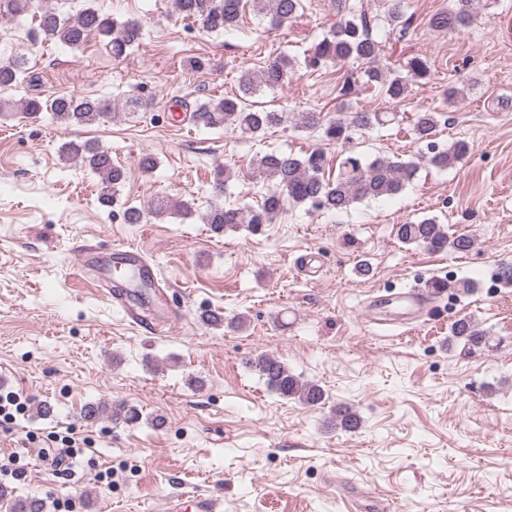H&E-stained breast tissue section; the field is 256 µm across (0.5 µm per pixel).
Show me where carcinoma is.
<instances>
[{
  "mask_svg": "<svg viewBox=\"0 0 512 512\" xmlns=\"http://www.w3.org/2000/svg\"><path fill=\"white\" fill-rule=\"evenodd\" d=\"M387 22L391 30L405 37L410 27L406 16L405 0H388ZM336 22L308 50L305 62L314 68L327 67L348 60L365 65V84L374 87L391 101L407 96L410 82L425 83L431 77L428 60L411 57L406 62L407 76L403 77L380 63L381 42L370 29L365 13L359 11L352 0H332ZM175 12L201 24L204 31L222 34L235 29L243 14L251 11L275 26L281 27L296 18L301 0H174ZM474 0H451L448 9L435 13L429 25L436 30L456 31L468 26L473 18ZM37 19L29 31L34 42H57L71 49L80 50L93 40L116 60L123 59L138 46L143 38L142 25L134 20L119 21L104 14L92 4L85 5L74 14H65L44 6L39 0H0V15L20 20L27 15ZM297 62L288 55H279L268 61L255 73L243 72L239 79L241 95L234 98H210L193 105L192 120L207 129L238 131L254 137L283 122V113L258 110L248 103V97L260 90L282 86L294 71ZM29 72L26 59L11 55L0 56V112H19L25 118L37 119L44 112L66 127L106 122L113 115L112 101L90 98L71 92H61L42 98L28 96L16 102L2 94L27 81ZM356 78L346 77L341 89L345 100L336 115L310 110L299 117V127L320 134L328 142L348 143L354 135L377 127L392 124L396 113L368 111L350 106L346 97L355 90ZM440 113H416L413 131L417 142L426 147L420 159L427 164L446 169L461 162L470 152L464 140H455L439 146L437 136ZM63 157L88 167L99 177L100 204H114L119 188L126 182L125 167L112 162L109 152L100 145L84 141H71L63 147ZM326 156L320 149H313L303 156L288 152L265 153L256 159L253 176L269 181L272 188L263 196L258 207H224L214 205L203 217L204 223L217 236L235 231L244 225L257 234L263 226L273 223L282 213L285 202L302 204L315 211H347L354 204L368 199H389L402 192L414 179L419 163L399 157L377 156L365 162L350 155L339 166L336 177L325 175ZM183 216L192 215V207L184 201L157 197L150 202L149 213L160 217L171 210ZM397 239L406 245L423 247L432 252L452 251L466 253L473 246L471 237L448 231V226L435 217H424L396 225ZM451 336L469 350L489 347L491 337L474 320L461 318L451 327ZM251 366L265 380L267 387L283 398L295 399L307 407L325 404V392L317 384L304 382L284 361L274 355L262 353ZM331 424L343 431H352L361 424L354 407L346 402L333 405Z\"/></svg>",
  "mask_w": 512,
  "mask_h": 512,
  "instance_id": "cac0c4a2",
  "label": "carcinoma"
}]
</instances>
